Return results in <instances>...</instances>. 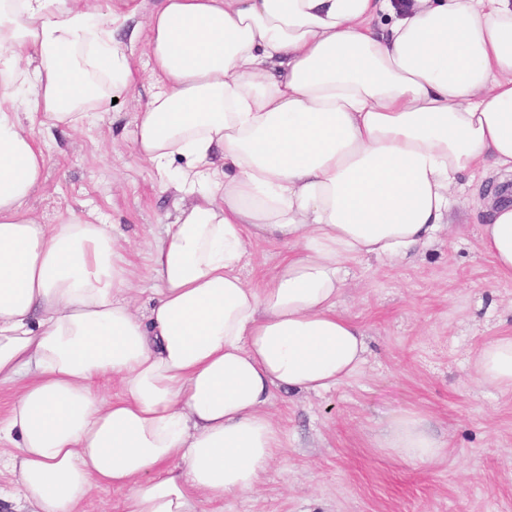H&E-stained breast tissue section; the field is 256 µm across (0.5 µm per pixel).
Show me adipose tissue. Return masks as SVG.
I'll return each mask as SVG.
<instances>
[{
	"label": "adipose tissue",
	"mask_w": 512,
	"mask_h": 512,
	"mask_svg": "<svg viewBox=\"0 0 512 512\" xmlns=\"http://www.w3.org/2000/svg\"><path fill=\"white\" fill-rule=\"evenodd\" d=\"M390 17L376 29L374 21ZM77 0H0V470L15 512H207L251 492L284 446L278 391L356 374L363 330L336 310L346 266L406 257L450 223V189L481 166L480 247L512 280V0H160L148 16L153 92L132 150L172 157L188 201L148 239L156 299L110 224H42L27 208L45 156L6 101L76 130L133 85L139 38ZM288 251L259 283L253 240ZM512 389V336L475 359ZM376 447L421 464L443 441L423 418ZM126 490L96 488L83 506L84 512H119L118 506L126 496Z\"/></svg>",
	"instance_id": "obj_1"
}]
</instances>
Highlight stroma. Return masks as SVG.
I'll list each match as a JSON object with an SVG mask.
<instances>
[{"instance_id": "35a3bbf8", "label": "stroma", "mask_w": 512, "mask_h": 512, "mask_svg": "<svg viewBox=\"0 0 512 512\" xmlns=\"http://www.w3.org/2000/svg\"><path fill=\"white\" fill-rule=\"evenodd\" d=\"M151 92L143 62L117 103L72 132L12 104L49 158L32 215L121 225L140 304L153 286L146 240L177 215L175 191L132 151ZM482 179L476 169L458 176L453 225L406 258L348 265L337 309L365 332L361 371L327 391L279 393L270 411L286 446L256 489L226 497L220 512H512V389L481 384L473 370L484 343L512 336V280L494 277L469 206ZM412 414L446 442L436 462L374 447L380 429Z\"/></svg>"}]
</instances>
